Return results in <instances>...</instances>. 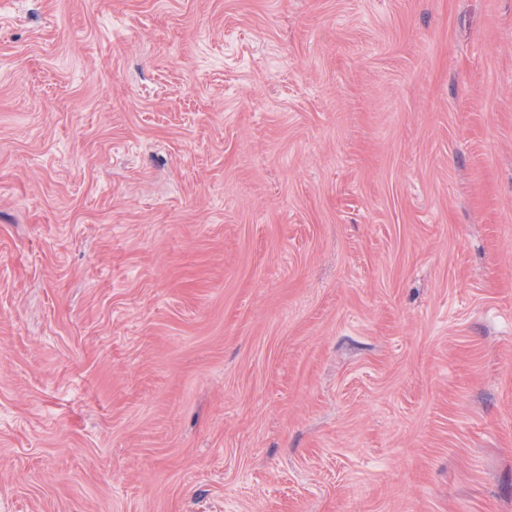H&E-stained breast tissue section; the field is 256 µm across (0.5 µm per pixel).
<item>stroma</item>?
Returning <instances> with one entry per match:
<instances>
[{
    "mask_svg": "<svg viewBox=\"0 0 512 512\" xmlns=\"http://www.w3.org/2000/svg\"><path fill=\"white\" fill-rule=\"evenodd\" d=\"M0 512H512V0H0Z\"/></svg>",
    "mask_w": 512,
    "mask_h": 512,
    "instance_id": "1",
    "label": "stroma"
}]
</instances>
